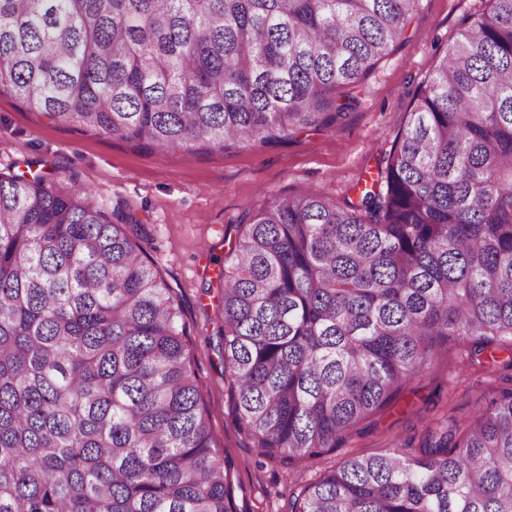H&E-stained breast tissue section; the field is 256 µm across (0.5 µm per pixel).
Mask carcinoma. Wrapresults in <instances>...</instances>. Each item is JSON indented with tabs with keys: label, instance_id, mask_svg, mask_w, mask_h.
<instances>
[{
	"label": "carcinoma",
	"instance_id": "1",
	"mask_svg": "<svg viewBox=\"0 0 512 512\" xmlns=\"http://www.w3.org/2000/svg\"><path fill=\"white\" fill-rule=\"evenodd\" d=\"M462 21L356 201L253 215L224 267L239 428L290 468L342 447L450 344L512 368V0ZM420 0H0V90L152 149L331 127ZM0 512H236L182 308L143 225L0 173ZM291 512H512V388L350 455Z\"/></svg>",
	"mask_w": 512,
	"mask_h": 512
}]
</instances>
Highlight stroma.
I'll return each mask as SVG.
<instances>
[{"label": "stroma", "mask_w": 512, "mask_h": 512, "mask_svg": "<svg viewBox=\"0 0 512 512\" xmlns=\"http://www.w3.org/2000/svg\"><path fill=\"white\" fill-rule=\"evenodd\" d=\"M489 8V0H421L391 54L353 87L355 105L344 119L270 147L158 152L90 127L51 122L10 92L0 93V173H21L38 163L52 180L64 185L77 177L104 204L123 205L146 224L149 253L177 294L190 332L214 444L233 463L237 512H289L294 484L287 467L261 456L239 430L228 395L221 297L232 243L254 213L299 191L338 202L358 198L359 184L376 178L408 123L413 96L439 50L463 19ZM464 354L460 346L440 352L333 460L395 446L414 452L441 419L471 418L486 386L512 385L506 367L490 376L460 373Z\"/></svg>", "instance_id": "35a3bbf8"}]
</instances>
